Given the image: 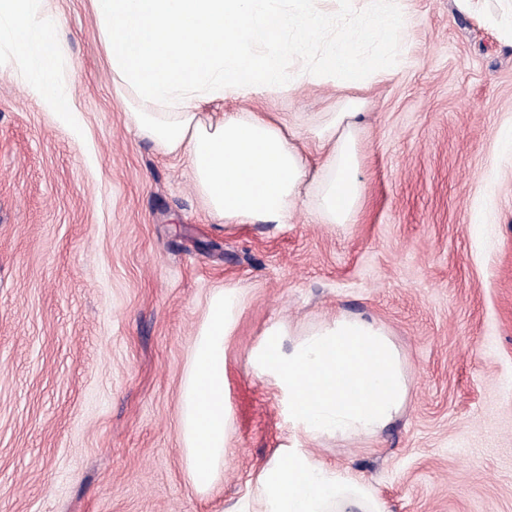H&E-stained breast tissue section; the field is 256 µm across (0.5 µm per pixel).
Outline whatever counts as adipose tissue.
I'll list each match as a JSON object with an SVG mask.
<instances>
[{
    "mask_svg": "<svg viewBox=\"0 0 512 512\" xmlns=\"http://www.w3.org/2000/svg\"><path fill=\"white\" fill-rule=\"evenodd\" d=\"M291 2L283 12L273 0H90L112 79L137 105L139 133L186 156L197 193L232 224L281 225L302 205L324 223L346 224L362 203L358 93L388 71L356 58L350 37L369 32L395 40L393 0H366L343 38L316 0ZM0 21L9 27L15 60L28 71V94L69 116L51 16L36 9L35 0H0ZM288 30L303 47L328 41L307 76L332 79L341 92L315 130L320 160L314 173L297 144L296 125L277 114H199L201 104L216 99L284 89L279 58L256 54L252 46L281 40ZM243 303L234 288L211 293L185 367L179 435L189 480L202 492L218 481L230 451L226 344ZM247 361L287 398L289 420L312 440L376 436L408 395L401 354L372 318L339 314L304 330L272 323ZM254 483L260 512H385L358 478L295 448L264 466Z\"/></svg>",
    "mask_w": 512,
    "mask_h": 512,
    "instance_id": "1",
    "label": "adipose tissue"
}]
</instances>
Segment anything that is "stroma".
<instances>
[{
	"label": "stroma",
	"instance_id": "stroma-1",
	"mask_svg": "<svg viewBox=\"0 0 512 512\" xmlns=\"http://www.w3.org/2000/svg\"><path fill=\"white\" fill-rule=\"evenodd\" d=\"M64 120L31 100L0 37V512H232L281 449L363 478L386 512H512V43L452 0H397L393 43L358 39L362 205L348 224H225L186 157L138 134L88 0H44ZM335 82L209 104L280 113L300 145ZM241 289L230 453L190 483L180 391L213 289ZM382 324L409 388L374 438L309 440L246 367L276 321Z\"/></svg>",
	"mask_w": 512,
	"mask_h": 512
}]
</instances>
